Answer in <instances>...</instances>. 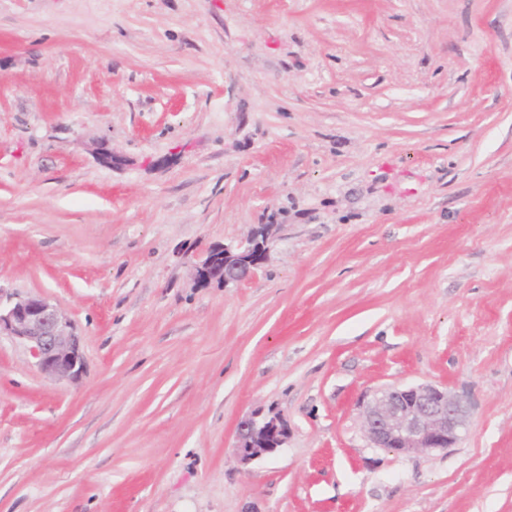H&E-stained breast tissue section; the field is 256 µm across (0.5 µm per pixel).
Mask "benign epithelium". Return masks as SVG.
I'll return each mask as SVG.
<instances>
[{"label":"benign epithelium","instance_id":"obj_1","mask_svg":"<svg viewBox=\"0 0 512 512\" xmlns=\"http://www.w3.org/2000/svg\"><path fill=\"white\" fill-rule=\"evenodd\" d=\"M273 225L261 224L235 247L216 245L196 265L200 281L238 285L267 260ZM21 344L33 365L55 381H76L84 373L82 336L76 323L50 300L0 287V336ZM461 398L442 386L422 383L377 390L363 403L362 428L370 445L398 454L454 447L468 421ZM288 424L256 410L236 425V453L243 465L270 456L288 443Z\"/></svg>","mask_w":512,"mask_h":512}]
</instances>
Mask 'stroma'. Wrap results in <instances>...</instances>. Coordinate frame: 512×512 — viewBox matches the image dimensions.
I'll use <instances>...</instances> for the list:
<instances>
[{
  "instance_id": "35a3bbf8",
  "label": "stroma",
  "mask_w": 512,
  "mask_h": 512,
  "mask_svg": "<svg viewBox=\"0 0 512 512\" xmlns=\"http://www.w3.org/2000/svg\"><path fill=\"white\" fill-rule=\"evenodd\" d=\"M0 286L85 360L0 337V512H512V0H0ZM427 382L455 447H371ZM273 227V224H260L236 247L216 245L210 248L196 265L197 280H215L228 287L254 276L267 260V242ZM9 290L0 286V336L21 344L33 365L48 378H81L85 363L76 323L45 297ZM362 406L369 444L398 454L454 447L469 416L461 398L433 383L379 389ZM289 439L288 424L278 414L255 410L236 425V453L241 464L270 456Z\"/></svg>"
}]
</instances>
